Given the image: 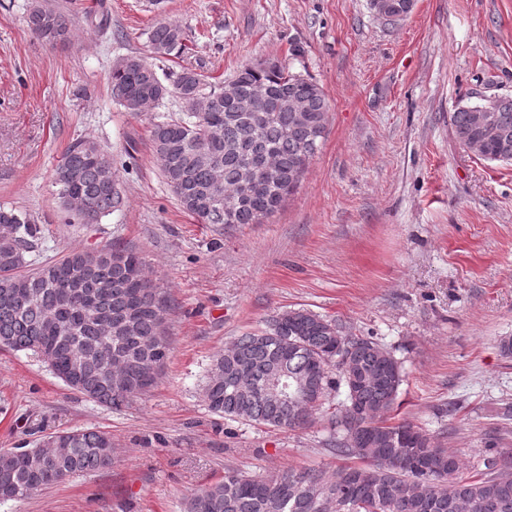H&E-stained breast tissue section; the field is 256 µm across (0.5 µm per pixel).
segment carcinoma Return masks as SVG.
Listing matches in <instances>:
<instances>
[{
  "instance_id": "carcinoma-1",
  "label": "carcinoma",
  "mask_w": 512,
  "mask_h": 512,
  "mask_svg": "<svg viewBox=\"0 0 512 512\" xmlns=\"http://www.w3.org/2000/svg\"><path fill=\"white\" fill-rule=\"evenodd\" d=\"M31 32L48 43L71 34V19L52 0H34ZM157 58L186 49L182 28L169 21L148 33ZM112 98L128 112L178 99L184 116L162 117L150 130L153 156L182 209L203 224H262L300 184L325 136L329 105L322 87L275 61L245 64L229 79L210 82L183 69L166 86L155 68L127 55L108 74ZM260 94L264 112H240L237 102ZM478 104L450 113L455 138L477 144L485 160L512 162V97L496 96L498 123L475 124ZM258 177L244 191L242 174ZM112 162L90 139L71 146L54 183L69 222L98 224L121 204ZM40 228L14 208L0 207V346L40 354L50 347L54 374L80 361L76 391L119 408L152 385L145 377L153 341L166 336L159 314L165 292L146 274L142 255L112 246L70 252L33 270L25 253ZM346 360L336 361L338 353ZM205 397L230 419L297 430L314 411L330 409L329 451L353 463L328 474L287 469L246 476L235 469L185 498L184 512H512V452L501 449L484 468L461 472L444 436L411 422L393 423L405 372L394 352L372 336H355L336 320L305 308L272 316L266 326L237 337L216 354ZM274 380L300 384L309 399L284 402ZM336 394V402L330 395ZM112 441L96 429L58 432L39 446L0 453V480L18 499L67 477L110 464Z\"/></svg>"
}]
</instances>
